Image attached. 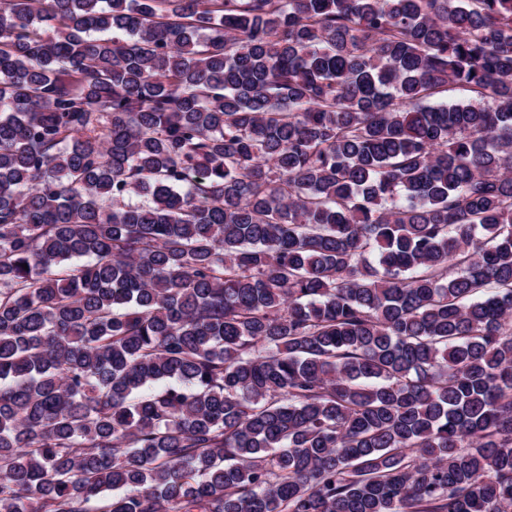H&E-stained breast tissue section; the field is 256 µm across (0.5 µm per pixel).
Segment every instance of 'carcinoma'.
I'll use <instances>...</instances> for the list:
<instances>
[{
	"label": "carcinoma",
	"instance_id": "obj_1",
	"mask_svg": "<svg viewBox=\"0 0 512 512\" xmlns=\"http://www.w3.org/2000/svg\"><path fill=\"white\" fill-rule=\"evenodd\" d=\"M0 512H512V0H0Z\"/></svg>",
	"mask_w": 512,
	"mask_h": 512
}]
</instances>
